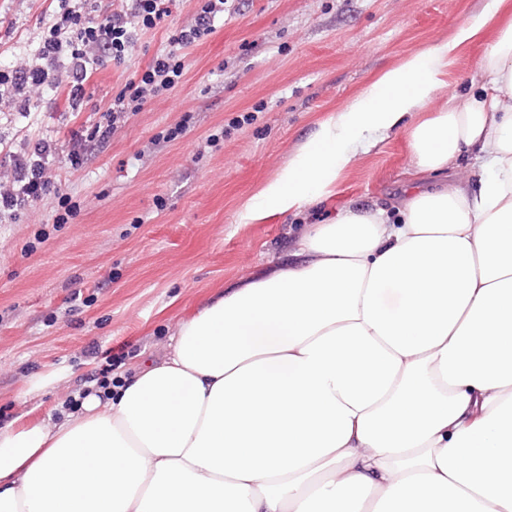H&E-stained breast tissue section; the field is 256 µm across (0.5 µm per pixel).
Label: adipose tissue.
<instances>
[{
  "mask_svg": "<svg viewBox=\"0 0 512 512\" xmlns=\"http://www.w3.org/2000/svg\"><path fill=\"white\" fill-rule=\"evenodd\" d=\"M384 71L240 215L330 196L364 134L408 126L417 173L474 189L306 225L294 258L183 320L77 410L0 428V512H512V17ZM486 81L408 125L480 37Z\"/></svg>",
  "mask_w": 512,
  "mask_h": 512,
  "instance_id": "obj_1",
  "label": "adipose tissue"
}]
</instances>
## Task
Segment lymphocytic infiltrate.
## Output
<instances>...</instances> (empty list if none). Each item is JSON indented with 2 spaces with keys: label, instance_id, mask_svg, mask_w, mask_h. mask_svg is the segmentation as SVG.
Wrapping results in <instances>:
<instances>
[{
  "label": "lymphocytic infiltrate",
  "instance_id": "obj_1",
  "mask_svg": "<svg viewBox=\"0 0 512 512\" xmlns=\"http://www.w3.org/2000/svg\"><path fill=\"white\" fill-rule=\"evenodd\" d=\"M175 0H54L33 53L15 55L0 68V110L30 112L32 93L63 95L79 110L85 83L106 62L124 63L141 36L165 24ZM226 0H197L191 20L170 29L168 50L156 53L103 109V118L72 132L67 147L31 133L24 151L0 138V217L16 216L48 195H56L57 223H67L79 206L62 193L52 164L66 150L72 169H80L93 146L110 141L128 114L173 89L186 70L184 49L213 34L224 18Z\"/></svg>",
  "mask_w": 512,
  "mask_h": 512
}]
</instances>
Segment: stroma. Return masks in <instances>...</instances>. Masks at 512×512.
Wrapping results in <instances>:
<instances>
[{
	"mask_svg": "<svg viewBox=\"0 0 512 512\" xmlns=\"http://www.w3.org/2000/svg\"><path fill=\"white\" fill-rule=\"evenodd\" d=\"M50 0H0V41L32 49ZM490 0H228L214 34L188 48L187 71L93 149L57 171L78 215L55 221L47 197L0 220V425L33 422L102 369L133 373L160 358L179 323L225 285L292 252L303 225L348 205L397 204L412 164L407 128L356 143L333 198L244 223V204L278 177L332 112L385 70L448 40ZM461 46L436 104L480 83L486 39ZM164 30L143 36L124 65H106L81 111L44 92V137L100 121V109L150 58ZM79 302H70L72 292Z\"/></svg>",
	"mask_w": 512,
	"mask_h": 512,
	"instance_id": "obj_1",
	"label": "stroma"
}]
</instances>
